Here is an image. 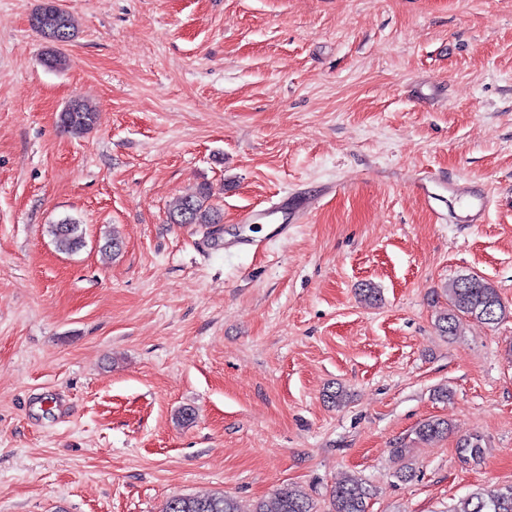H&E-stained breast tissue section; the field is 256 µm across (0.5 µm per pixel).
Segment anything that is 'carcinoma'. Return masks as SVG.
<instances>
[{"mask_svg":"<svg viewBox=\"0 0 512 512\" xmlns=\"http://www.w3.org/2000/svg\"><path fill=\"white\" fill-rule=\"evenodd\" d=\"M42 0L31 16V26L45 40L66 43L75 36L73 16L65 10L49 6ZM97 119L91 105L72 101L58 116L59 127L66 133L81 137L89 133ZM210 193L202 188L180 197L169 212L172 224H218L221 213L209 203ZM50 233L58 250L74 252L84 246V232L75 219L65 217L50 225ZM448 310L438 319L443 336L457 334L461 320L471 317L486 324H495L507 316L506 306L499 293L488 281L477 275H461L445 289ZM450 431L446 421L435 419L423 422L416 430L422 440L439 437ZM463 458L478 459L483 454L478 435L463 438L458 443ZM370 488L358 479H349L331 491L329 512H368ZM162 512H242L231 496L218 493L210 496L179 495L169 498ZM251 512H315L308 494L296 487L284 486L275 492L271 503L259 502ZM454 512H512V485L476 492L463 498Z\"/></svg>","mask_w":512,"mask_h":512,"instance_id":"obj_1","label":"carcinoma"}]
</instances>
